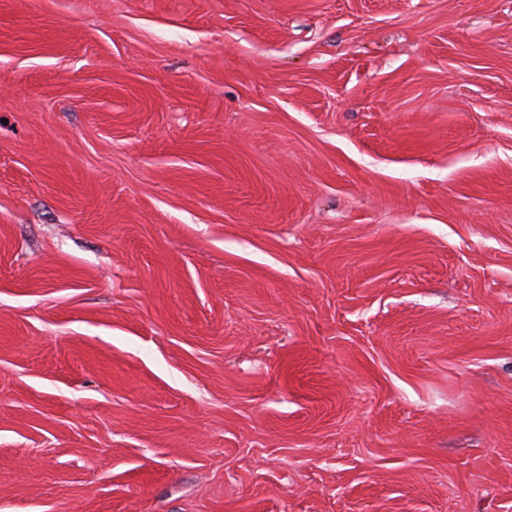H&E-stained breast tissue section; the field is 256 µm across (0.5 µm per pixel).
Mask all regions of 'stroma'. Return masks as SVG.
Listing matches in <instances>:
<instances>
[{"label": "stroma", "mask_w": 512, "mask_h": 512, "mask_svg": "<svg viewBox=\"0 0 512 512\" xmlns=\"http://www.w3.org/2000/svg\"><path fill=\"white\" fill-rule=\"evenodd\" d=\"M0 512H512V0H0Z\"/></svg>", "instance_id": "35a3bbf8"}]
</instances>
